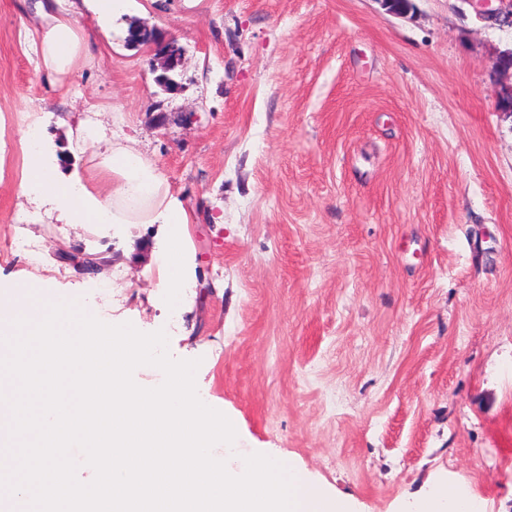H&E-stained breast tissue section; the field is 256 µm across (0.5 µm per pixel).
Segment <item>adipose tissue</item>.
<instances>
[{
  "label": "adipose tissue",
  "instance_id": "adipose-tissue-1",
  "mask_svg": "<svg viewBox=\"0 0 512 512\" xmlns=\"http://www.w3.org/2000/svg\"><path fill=\"white\" fill-rule=\"evenodd\" d=\"M126 4L127 0H35L25 38L40 58L39 76L58 87L88 65L96 43L82 22L84 13H92L98 33L106 36ZM59 124L76 135L89 155L87 165L70 178L60 179L43 163L41 151L26 148L27 174L19 185V195L34 193L47 198L59 221L66 224H95L108 213L116 224L166 225V295L180 301V290L187 285L183 228L189 222L180 199L154 165L131 145L104 140L97 127L73 121L68 115L60 117Z\"/></svg>",
  "mask_w": 512,
  "mask_h": 512
}]
</instances>
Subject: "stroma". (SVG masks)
Instances as JSON below:
<instances>
[{"instance_id":"stroma-1","label":"stroma","mask_w":512,"mask_h":512,"mask_svg":"<svg viewBox=\"0 0 512 512\" xmlns=\"http://www.w3.org/2000/svg\"><path fill=\"white\" fill-rule=\"evenodd\" d=\"M412 2L130 0L56 88L0 0V283L166 330L240 447L292 458L355 512L439 482L512 512V113L494 93L512 27L473 0ZM134 26L183 47L176 92ZM31 109L59 177L88 160L58 124L72 112L135 141L182 200L175 329L164 225L74 227L18 198ZM19 235L39 254L11 250Z\"/></svg>"}]
</instances>
